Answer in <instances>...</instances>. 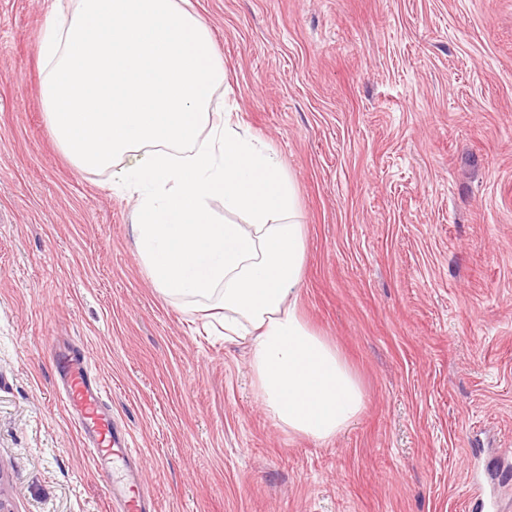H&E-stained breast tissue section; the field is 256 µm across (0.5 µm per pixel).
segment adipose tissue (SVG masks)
<instances>
[{
    "instance_id": "ef3b65f1",
    "label": "adipose tissue",
    "mask_w": 512,
    "mask_h": 512,
    "mask_svg": "<svg viewBox=\"0 0 512 512\" xmlns=\"http://www.w3.org/2000/svg\"><path fill=\"white\" fill-rule=\"evenodd\" d=\"M50 131L82 171L134 191L138 253L166 299L218 309L247 336L266 411L324 441L360 414V382L301 317L306 252L294 187L272 151L219 117L224 61L181 0H73L40 42ZM224 201L245 221L217 222Z\"/></svg>"
}]
</instances>
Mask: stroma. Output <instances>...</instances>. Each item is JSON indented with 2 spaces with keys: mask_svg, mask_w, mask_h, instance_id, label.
I'll list each match as a JSON object with an SVG mask.
<instances>
[{
  "mask_svg": "<svg viewBox=\"0 0 512 512\" xmlns=\"http://www.w3.org/2000/svg\"><path fill=\"white\" fill-rule=\"evenodd\" d=\"M215 93L292 179L299 306L357 374L326 441L263 409L251 342L167 301L137 196L72 165L39 42L72 0H0V470L15 512H109L57 390L88 353L154 512H467L512 464V0H191Z\"/></svg>",
  "mask_w": 512,
  "mask_h": 512,
  "instance_id": "obj_1",
  "label": "stroma"
}]
</instances>
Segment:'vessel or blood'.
I'll return each instance as SVG.
<instances>
[{"mask_svg": "<svg viewBox=\"0 0 512 512\" xmlns=\"http://www.w3.org/2000/svg\"><path fill=\"white\" fill-rule=\"evenodd\" d=\"M57 365L64 377L66 404L79 416L89 453L107 483L110 502L119 503L121 512H144L139 482L132 478L119 479L109 470L111 464L136 457L138 450L130 434L104 411L102 385L92 380L87 355L64 352L58 355Z\"/></svg>", "mask_w": 512, "mask_h": 512, "instance_id": "b4317fda", "label": "vessel or blood"}]
</instances>
